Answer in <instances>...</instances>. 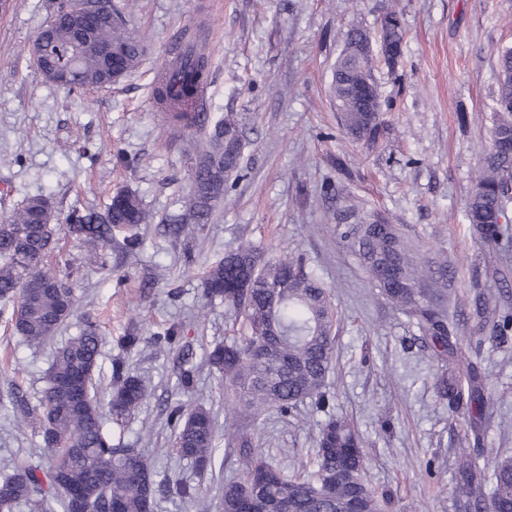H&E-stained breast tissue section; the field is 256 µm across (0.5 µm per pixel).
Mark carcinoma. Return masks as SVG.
<instances>
[{
	"instance_id": "obj_1",
	"label": "carcinoma",
	"mask_w": 512,
	"mask_h": 512,
	"mask_svg": "<svg viewBox=\"0 0 512 512\" xmlns=\"http://www.w3.org/2000/svg\"><path fill=\"white\" fill-rule=\"evenodd\" d=\"M90 24L66 16L60 6L46 41L56 66L69 71L64 89L73 92L114 84L104 52L126 75L140 63L145 47L128 32L114 9L103 12L97 0H87ZM381 50L393 68L403 52L404 31L399 11L387 9L381 20ZM370 33L353 26L344 33V49L336 62L331 90L341 112L345 134L356 141L373 142L382 126L381 103L372 69ZM498 110L494 115L491 146L469 198L466 219L481 244L499 242L501 220L512 199V49L499 56ZM182 91L194 94L198 78L209 72L203 52L184 62ZM173 122L189 128L204 126L198 112L174 109ZM245 143L236 116L217 121L192 174L193 194L181 219L167 225L174 236L207 221L224 197L229 178L241 170ZM57 220L47 198L34 196L0 224V319L12 325L29 344L54 336L73 315L74 298L46 267L54 250ZM153 217L137 194H114L104 211L73 208L65 217L72 234L103 239L112 229L131 231L128 245H143L138 232ZM336 238L362 269L378 295L396 310L416 320L442 360L457 349L451 340L447 304L448 260L432 258L404 236L398 225L380 211L365 212L345 198L336 206ZM204 297L219 298L241 319L242 334L217 344L207 364L233 392L225 414L266 412L286 416L308 400L318 409L330 405L328 378L335 354L338 310L332 294L317 272L301 257L263 258L259 247L247 242L228 251L210 267L204 279ZM512 339V314L492 321L488 340L505 344ZM103 337L92 322L59 347L54 355L38 407H21L31 429L50 438L44 450L52 460L42 473L21 456L5 464L0 478V512H15L24 503L41 512L53 499L62 512H72L71 494L84 493L95 512H154L160 484L151 466L136 448L114 442L105 429L106 415L121 425L131 420L150 394L146 381L131 375L122 362L112 365L107 401L93 390ZM448 409L475 418L483 416L487 397L477 366L448 364L436 380ZM167 418L177 454L199 471L215 466L217 426L212 413L198 403L178 400L167 405ZM227 445L250 450L239 476L224 483L221 512H245L252 492L276 503L279 512H352L356 505L368 512H384L387 495L364 479L365 440L354 423L334 415L321 424L314 459L302 469L287 472L254 448L252 437L224 424ZM456 512H512V456L499 455L491 471L469 458L455 474ZM178 509L198 501L200 490L186 484L167 486Z\"/></svg>"
}]
</instances>
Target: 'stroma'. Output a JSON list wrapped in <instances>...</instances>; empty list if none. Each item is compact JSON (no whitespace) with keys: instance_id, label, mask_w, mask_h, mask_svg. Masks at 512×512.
Instances as JSON below:
<instances>
[{"instance_id":"stroma-1","label":"stroma","mask_w":512,"mask_h":512,"mask_svg":"<svg viewBox=\"0 0 512 512\" xmlns=\"http://www.w3.org/2000/svg\"><path fill=\"white\" fill-rule=\"evenodd\" d=\"M393 1L403 56L392 70L375 63L382 131L376 143L357 142L340 125L333 69L344 32L354 25L377 32ZM61 2L18 0L0 12V218L38 195L60 218L75 207L100 211L128 189L154 222L142 227L144 245L133 252L122 229L108 243L58 233L48 264L72 288L76 313L45 344H28L0 321V466L18 454L47 467L41 437L15 424L14 398L38 405L54 350L90 320L105 338L95 372L99 397L108 396L117 358L153 389L126 426L109 421L106 429L138 449L158 479L199 487L201 504L190 512H219L218 489L238 473L239 449L222 447L223 469L198 472L177 455L163 402H200L223 417L232 395L204 353L238 335L240 324L224 303L204 305V274L250 242L270 256L303 254L336 298L331 414L363 434L366 481L391 490L394 512H455L461 456L489 464L512 454V342L477 343V320H456L458 348L475 357L491 403L476 424L449 411L435 387L440 365L421 331L378 298L339 244L334 190L387 213L428 256L447 254L450 286L463 305L500 280L512 284V222L486 248L465 218L491 144L497 59L512 48V0H112L127 30L144 38L145 54L118 83L71 94L27 53ZM190 33L213 72L206 123L235 113L246 148L208 223L175 239L157 227L182 214L206 136L161 122L152 101L155 72ZM172 325L183 336L174 348L159 340ZM129 333L140 342L127 352L118 339ZM185 357L195 370L187 392L177 386ZM326 416L306 402L295 414L238 425L289 469L312 457Z\"/></svg>"}]
</instances>
